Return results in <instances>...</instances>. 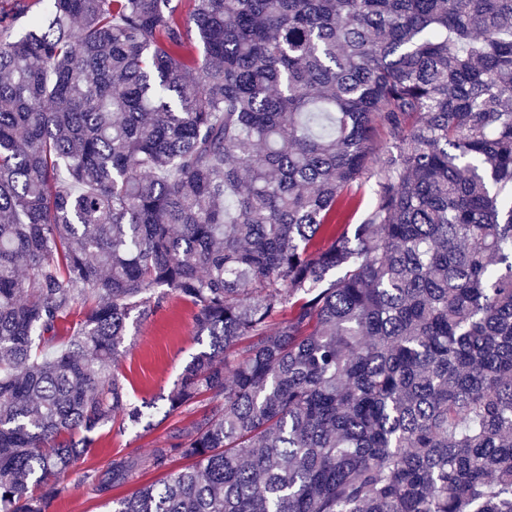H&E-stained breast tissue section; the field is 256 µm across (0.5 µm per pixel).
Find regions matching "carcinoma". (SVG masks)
<instances>
[{"label": "carcinoma", "instance_id": "obj_1", "mask_svg": "<svg viewBox=\"0 0 512 512\" xmlns=\"http://www.w3.org/2000/svg\"><path fill=\"white\" fill-rule=\"evenodd\" d=\"M24 12L0 512L160 405L201 413L89 479L192 465L109 512H512V0H191L195 42L173 0ZM169 291L203 348L140 400L108 366Z\"/></svg>", "mask_w": 512, "mask_h": 512}]
</instances>
